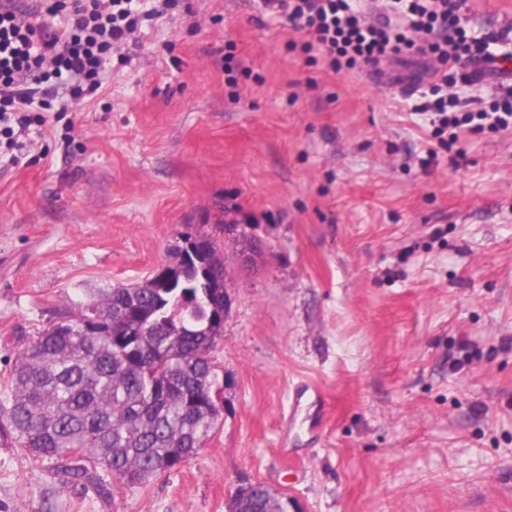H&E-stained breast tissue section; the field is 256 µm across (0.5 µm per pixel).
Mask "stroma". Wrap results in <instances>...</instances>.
Masks as SVG:
<instances>
[{
  "label": "stroma",
  "mask_w": 512,
  "mask_h": 512,
  "mask_svg": "<svg viewBox=\"0 0 512 512\" xmlns=\"http://www.w3.org/2000/svg\"><path fill=\"white\" fill-rule=\"evenodd\" d=\"M466 8L468 37L512 27V0ZM305 40L258 0H179L0 170V382L185 228L232 299L224 411L178 471L106 497L0 445V512H226L244 475L301 512H512V126L445 150L429 82ZM205 244L202 247L201 262L204 263L203 267L207 268V273L214 279L215 283L219 288L224 289L226 286V271L224 270V264L219 257L220 246L216 240L206 236ZM222 280V281H220Z\"/></svg>",
  "instance_id": "1"
}]
</instances>
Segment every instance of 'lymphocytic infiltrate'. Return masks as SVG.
Wrapping results in <instances>:
<instances>
[{
	"label": "lymphocytic infiltrate",
	"mask_w": 512,
	"mask_h": 512,
	"mask_svg": "<svg viewBox=\"0 0 512 512\" xmlns=\"http://www.w3.org/2000/svg\"><path fill=\"white\" fill-rule=\"evenodd\" d=\"M38 15L0 7V125L19 149L20 136L32 123H47L53 110H67L69 100L95 94L103 85L108 60L136 40L144 23L162 18L172 0H39ZM263 8L286 13L304 30L306 49L320 50L332 70L364 62L410 64L441 73L457 65L483 64L497 73L490 39L467 40L461 0H388L389 11L409 17L407 28L370 23L349 0H262ZM64 21L61 30L52 19ZM459 101L452 86L435 102L432 123L444 148L459 139L463 120L451 115Z\"/></svg>",
	"instance_id": "lymphocytic-infiltrate-1"
}]
</instances>
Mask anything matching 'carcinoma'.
Returning <instances> with one entry per match:
<instances>
[{
	"mask_svg": "<svg viewBox=\"0 0 512 512\" xmlns=\"http://www.w3.org/2000/svg\"><path fill=\"white\" fill-rule=\"evenodd\" d=\"M220 246L205 239L201 262L220 289L226 271ZM187 285L169 294L107 288L59 313L61 328L45 327L20 353L0 390V440L57 462L64 485L111 493L101 472L121 486L169 474L201 447L221 417L207 383L211 353L224 340V321ZM161 315L146 346L131 348L138 315ZM280 500L258 488L231 494L228 512H273Z\"/></svg>",
	"mask_w": 512,
	"mask_h": 512,
	"instance_id": "carcinoma-1",
	"label": "carcinoma"
}]
</instances>
